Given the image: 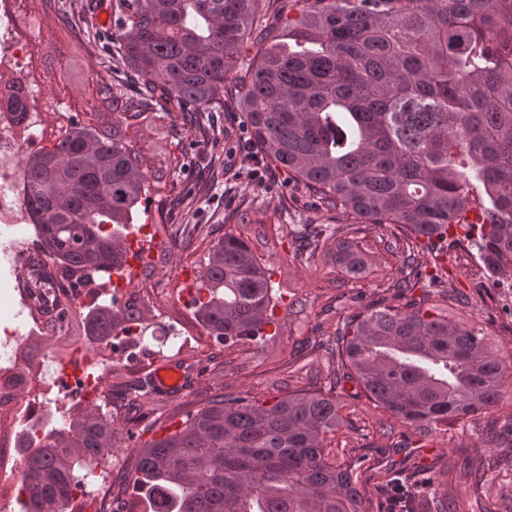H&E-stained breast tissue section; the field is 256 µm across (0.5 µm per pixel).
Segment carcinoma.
I'll return each mask as SVG.
<instances>
[{
  "label": "carcinoma",
  "mask_w": 512,
  "mask_h": 512,
  "mask_svg": "<svg viewBox=\"0 0 512 512\" xmlns=\"http://www.w3.org/2000/svg\"><path fill=\"white\" fill-rule=\"evenodd\" d=\"M298 15L288 14V2ZM266 0H118L112 61L131 68L133 96L99 90L105 129L70 122L48 149L25 154L24 209L42 254L76 274L124 270L112 247L128 234L149 176L139 167L132 121L156 105L186 115L239 84L253 142L265 161L315 194L322 206L357 224H396L381 237L398 260L378 304L338 319L325 351L331 385L358 383L373 405L406 431L397 448H418L438 430L478 413L501 412L512 434V375L505 351L484 329L448 318L408 296L412 282L434 285L420 239L444 241L465 221L473 182L488 199L485 217L465 239L492 275L512 277V0H278L282 24L252 58L241 49L267 27ZM23 114L15 88L0 107ZM315 247L292 260L331 261L344 278L370 270L350 224L305 225ZM192 299L197 323L222 342L267 336L282 300L249 239L230 229L204 256ZM143 311L111 298L85 311L61 308L46 329L82 324L108 345L137 336ZM34 361L19 357L11 388H25ZM119 391L135 413L165 402L142 377ZM336 395L300 389L274 403L217 394L182 426L140 449L135 484L149 512H367L355 468L324 453L328 436L349 423ZM112 421L96 407L37 440L16 435L23 512H67L88 468L112 444ZM389 494L401 512H438L437 487L388 461Z\"/></svg>",
  "instance_id": "obj_1"
}]
</instances>
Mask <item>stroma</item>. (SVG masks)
I'll return each mask as SVG.
<instances>
[{
	"mask_svg": "<svg viewBox=\"0 0 512 512\" xmlns=\"http://www.w3.org/2000/svg\"><path fill=\"white\" fill-rule=\"evenodd\" d=\"M20 25L38 45L33 74L40 85L46 136L70 119L103 126L96 110L97 88L128 93L133 83L130 72L112 65V30L98 23L93 0H25ZM242 119L239 96L228 90L199 122L174 112L138 126L136 147L144 167L156 169L169 157L178 162L169 183L148 194L150 209L139 218V236L151 240L152 248L123 286L145 306L142 342L153 356L128 359L121 341L100 356L108 369L139 376L174 355L192 366V379L179 396L151 407L138 422L128 421L121 401H110L112 445L97 464L98 475L84 476L76 512H100L104 498L115 493L128 512H148L135 486L138 450L160 437L173 416L204 407L216 388L229 397L260 402L299 389L328 390L327 359L316 344L333 334L337 305L352 314L385 296L386 281L378 269L385 257L379 227H357L356 236L372 251L376 266L361 281L343 278L321 260L312 268L287 263L295 225L342 224L346 218L316 207L304 186L284 170L263 164L259 149L242 132ZM258 219L280 235L276 245L255 247L273 282L282 286L278 332L261 344L243 340L224 345L206 334L181 296L202 273L209 242L222 237L226 228ZM438 259V286L431 290L417 284L414 299L484 328L496 345L512 350V281L487 273L463 245L445 248ZM339 397L352 412V424L337 433L331 455L340 462L358 461L355 480L368 512H387L381 460L394 439L374 427L386 413L360 395L355 384H346ZM495 418L492 412L468 417L436 433L420 452L400 451L393 458L430 473L452 512H512V464L493 462L486 451L485 436Z\"/></svg>",
	"mask_w": 512,
	"mask_h": 512,
	"instance_id": "stroma-1",
	"label": "stroma"
}]
</instances>
